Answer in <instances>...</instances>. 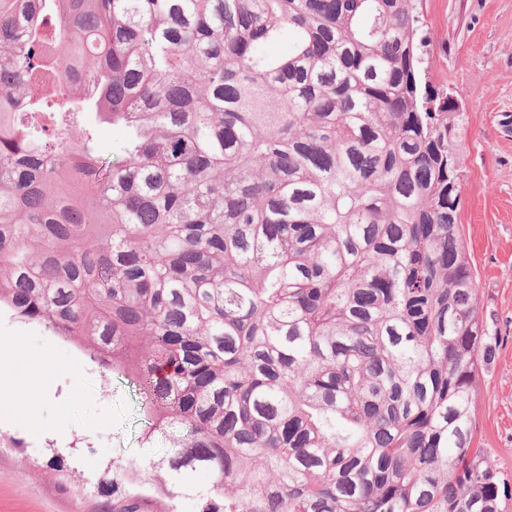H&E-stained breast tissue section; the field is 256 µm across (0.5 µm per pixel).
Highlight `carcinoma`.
<instances>
[{"label":"carcinoma","mask_w":512,"mask_h":512,"mask_svg":"<svg viewBox=\"0 0 512 512\" xmlns=\"http://www.w3.org/2000/svg\"><path fill=\"white\" fill-rule=\"evenodd\" d=\"M416 2L0 0V305L139 391L160 495L502 512L463 113L421 84ZM83 122L96 128L100 154L109 157L116 156L120 152L123 141V133L120 129L100 122L95 112H86L83 116Z\"/></svg>","instance_id":"1"}]
</instances>
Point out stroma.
Masks as SVG:
<instances>
[{
  "label": "stroma",
  "instance_id": "stroma-1",
  "mask_svg": "<svg viewBox=\"0 0 512 512\" xmlns=\"http://www.w3.org/2000/svg\"><path fill=\"white\" fill-rule=\"evenodd\" d=\"M424 81L464 114L459 224L497 340L477 377L474 444L512 482V0H420ZM0 512H100L107 467L157 456L144 400L74 343L0 306Z\"/></svg>",
  "mask_w": 512,
  "mask_h": 512
}]
</instances>
